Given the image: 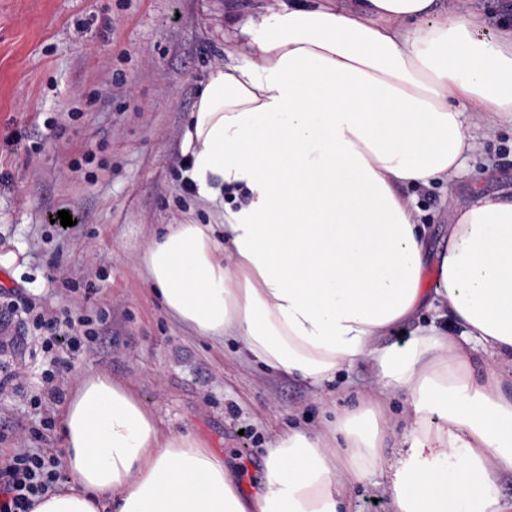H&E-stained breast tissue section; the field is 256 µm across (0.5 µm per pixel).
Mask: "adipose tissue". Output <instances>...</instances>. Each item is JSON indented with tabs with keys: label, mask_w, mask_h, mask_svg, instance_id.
<instances>
[{
	"label": "adipose tissue",
	"mask_w": 512,
	"mask_h": 512,
	"mask_svg": "<svg viewBox=\"0 0 512 512\" xmlns=\"http://www.w3.org/2000/svg\"><path fill=\"white\" fill-rule=\"evenodd\" d=\"M229 28L242 59L210 68L180 143L195 195L224 203V238L168 225L145 284L178 324L313 390L363 363L374 386L321 430L278 436L246 492L223 456L160 438L132 389L88 370L60 412L65 487L33 512H342L379 468L393 512H512V192L457 206L439 250L413 196L463 171L475 131L512 125V26L490 31L481 0H277Z\"/></svg>",
	"instance_id": "1"
}]
</instances>
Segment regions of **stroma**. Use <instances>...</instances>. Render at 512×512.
<instances>
[{"mask_svg": "<svg viewBox=\"0 0 512 512\" xmlns=\"http://www.w3.org/2000/svg\"><path fill=\"white\" fill-rule=\"evenodd\" d=\"M273 0H0V304L13 288L58 314H99L100 336L65 355L68 382L93 367L128 385L161 435H193L236 467L243 489L262 476L277 436L313 432L353 409L367 366L317 392L178 325L149 293L140 259L166 225L210 224L217 206L182 177L185 121L210 67L229 62L224 19ZM512 188V128L481 137L464 175L418 193L434 242L449 214ZM66 210L75 224H56ZM95 289L85 293L86 282ZM18 374L0 396V462L21 448H61L60 402L41 389L36 342L5 355ZM53 422L44 438L32 430ZM376 470L351 489L352 512H391Z\"/></svg>", "mask_w": 512, "mask_h": 512, "instance_id": "35a3bbf8", "label": "stroma"}]
</instances>
